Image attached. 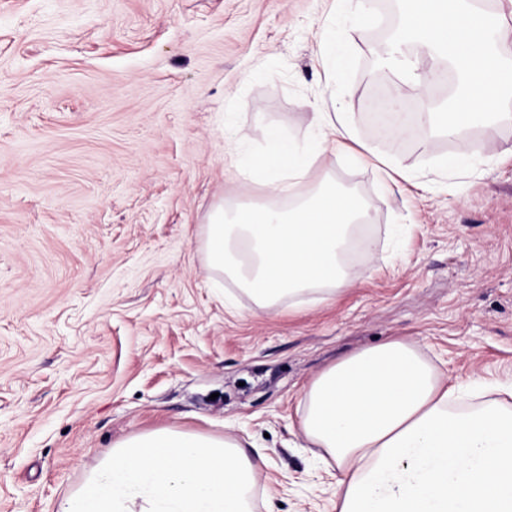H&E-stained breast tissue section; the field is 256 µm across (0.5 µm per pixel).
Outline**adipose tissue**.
Returning a JSON list of instances; mask_svg holds the SVG:
<instances>
[{
  "label": "adipose tissue",
  "mask_w": 512,
  "mask_h": 512,
  "mask_svg": "<svg viewBox=\"0 0 512 512\" xmlns=\"http://www.w3.org/2000/svg\"><path fill=\"white\" fill-rule=\"evenodd\" d=\"M511 39L512 26L475 0H410L397 42L428 63L413 72L414 86L427 88L445 62L457 79L413 135L449 138L494 122L512 93V65L499 52ZM313 121L316 134L304 145L267 129L269 150L251 170L270 203L217 207L205 226L208 268L262 311L288 299L322 301L354 284L344 256L369 213L335 181H312L320 156L355 141L352 118L318 112ZM452 396L404 339L320 372L303 392L299 430L347 475L336 512H512V408L489 401L457 412ZM255 479L236 440L160 428L114 443L55 512H252Z\"/></svg>",
  "instance_id": "adipose-tissue-1"
}]
</instances>
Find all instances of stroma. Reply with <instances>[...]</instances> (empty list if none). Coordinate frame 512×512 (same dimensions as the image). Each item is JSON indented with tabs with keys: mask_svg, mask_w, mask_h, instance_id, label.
<instances>
[{
	"mask_svg": "<svg viewBox=\"0 0 512 512\" xmlns=\"http://www.w3.org/2000/svg\"><path fill=\"white\" fill-rule=\"evenodd\" d=\"M369 28L332 0H0V512H53L116 441L174 427L228 436L258 465L253 512H335L343 474L299 431L303 389L352 351L414 342L455 402L512 398V101L458 143L382 137ZM335 36L351 59L329 78ZM350 113L366 163L318 179L362 197L372 248L336 298L256 309L208 269L207 216L279 129ZM246 138L224 144V115ZM389 157L411 181L389 190Z\"/></svg>",
	"mask_w": 512,
	"mask_h": 512,
	"instance_id": "35a3bbf8",
	"label": "stroma"
}]
</instances>
